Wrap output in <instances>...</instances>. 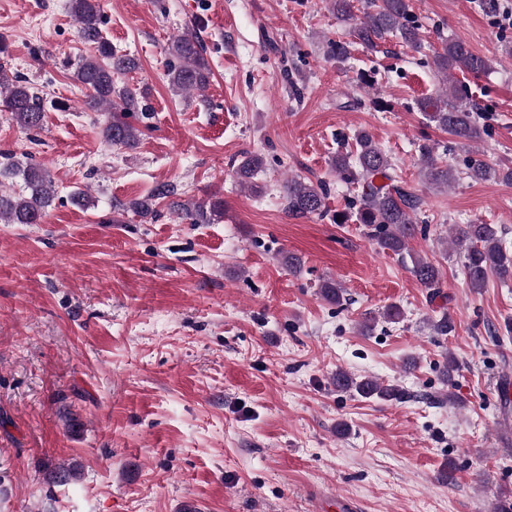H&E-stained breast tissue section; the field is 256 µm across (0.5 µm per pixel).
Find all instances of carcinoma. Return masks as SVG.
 Returning <instances> with one entry per match:
<instances>
[{
	"instance_id": "cac0c4a2",
	"label": "carcinoma",
	"mask_w": 512,
	"mask_h": 512,
	"mask_svg": "<svg viewBox=\"0 0 512 512\" xmlns=\"http://www.w3.org/2000/svg\"><path fill=\"white\" fill-rule=\"evenodd\" d=\"M331 2L333 13L346 27L349 39L329 42V57L344 62L350 58L356 44L376 52L389 38H395L415 51L421 48L420 25L412 16L410 0H364L359 7L355 0ZM71 10L82 39L95 49V55L81 59L75 69V78L89 91L85 106L92 111L106 109L112 112L111 119L102 129L104 140L113 146L133 149L139 143L140 131L128 118L133 112L143 111L144 92L116 87L113 76L137 70L139 62L133 56L117 53L112 43L102 36L99 0H71ZM433 64L447 80L440 94L420 102V112L459 145L481 139L485 129L475 117L480 108L470 100L467 86L453 77L452 72L458 70L478 77L492 69V61L474 53L466 43L448 38L442 50L434 54ZM167 77L171 91L176 94L206 88L210 66L205 48L196 35L185 32L171 38ZM46 109L45 98L26 78L17 76L10 81L0 74V110L7 113L11 121L23 129H40ZM354 140L355 153L339 151L332 161L336 183L358 188L357 196L350 203L355 221L364 225L368 236L381 249L403 257L409 239L417 233L427 234L428 225L416 221L423 200L399 184L390 158L368 132H357ZM436 149L434 142H423L416 147L417 163L431 187H446L461 174L474 182L496 180L512 184V165L508 163L471 158L460 172L438 163ZM262 168L261 156L245 152L237 165L238 179L253 188L252 179ZM16 177L22 179L23 191L16 194L0 189V221L7 224L41 223L55 199L50 171L37 165L21 167L12 162L0 167L1 179ZM329 195L330 183L324 180L313 183L293 177L282 185L285 211L294 218L323 216ZM159 199L168 200L177 218L189 224H213L224 217V201L183 199L173 183L157 185L146 199L130 203V208L138 214L148 215L153 213L152 202ZM455 242L471 287H483L490 274L503 282L512 280V249L506 245L498 225L463 224L457 229ZM411 262V272L416 280L432 290L431 297L441 296L439 269L424 259L413 257ZM320 290L326 301L336 305L342 303L343 293L337 283L326 281ZM332 384L339 392H353L365 399L398 401L406 398V393L395 385H384L368 377H354L342 369L336 370Z\"/></svg>"
}]
</instances>
